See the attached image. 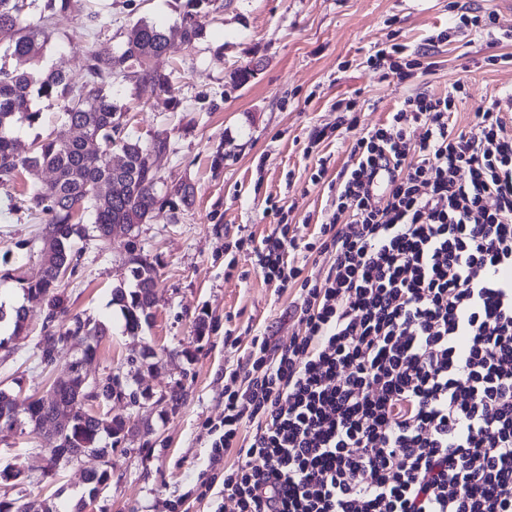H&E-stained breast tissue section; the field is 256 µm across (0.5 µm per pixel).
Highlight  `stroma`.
I'll use <instances>...</instances> for the list:
<instances>
[{"instance_id":"35a3bbf8","label":"stroma","mask_w":512,"mask_h":512,"mask_svg":"<svg viewBox=\"0 0 512 512\" xmlns=\"http://www.w3.org/2000/svg\"><path fill=\"white\" fill-rule=\"evenodd\" d=\"M96 30L82 26L80 0L56 27L42 68L85 75L88 53L119 54L139 20L165 28L179 26L188 0H106ZM449 0H215L201 6L196 20L202 37L193 46L173 42L156 66L171 77V93L144 85L134 76L118 78L115 102L128 132L142 141L164 133L168 152L155 159L162 190L182 184L194 189L191 204L174 201L155 211L139 228V240L158 270L155 318L138 335L127 334L109 301L113 287L130 284L124 248L115 233L110 244L94 237L77 241V271L65 277L60 293L70 313L103 321L110 334L84 361L92 380L111 373L137 375L147 399L129 408L109 405L111 414L138 419L137 435L116 448L110 460L86 456L46 472L40 434H0V470L17 480H0V496L15 505L38 499L71 512L88 486L90 471L111 478L94 512H235L222 484L200 495L209 478L211 446L224 418L225 373L245 361L254 336L279 344L305 332L294 310V289L266 282L251 245L271 234L280 214L300 236H311L330 210L329 184L351 161L353 134L313 142L314 133L335 126L336 104L354 94L370 103L361 125L386 122L410 86L381 79L368 58L395 44L416 49L448 31L434 55L439 68L425 76L429 91L444 94L461 81L466 99L452 122L471 131L473 114L491 98L512 89V64L478 67L492 54L511 53L512 44H489L467 30L449 29ZM250 67L243 85L234 72ZM329 158L318 175L319 158ZM47 171L23 173L0 185V302L24 299L26 335L0 349V389L18 399L47 395L65 379L81 352L64 346L57 363L40 364L39 342L45 305L25 299L23 288L41 271L42 216L27 211L23 194L31 182H46ZM209 333L198 336V317ZM153 348L158 363L136 368L133 361ZM180 389L178 405L166 400Z\"/></svg>"}]
</instances>
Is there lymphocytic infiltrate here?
<instances>
[{
	"label": "lymphocytic infiltrate",
	"mask_w": 512,
	"mask_h": 512,
	"mask_svg": "<svg viewBox=\"0 0 512 512\" xmlns=\"http://www.w3.org/2000/svg\"><path fill=\"white\" fill-rule=\"evenodd\" d=\"M438 44L370 61L412 83ZM464 91L415 90L364 131L352 98L315 132H356L353 162L316 236L280 224L261 242V273L296 289L305 333L254 337L228 373L210 460L236 449L223 486L239 512H512V139L499 98L477 133L456 130ZM314 252L333 256L320 282L297 259Z\"/></svg>",
	"instance_id": "lymphocytic-infiltrate-1"
}]
</instances>
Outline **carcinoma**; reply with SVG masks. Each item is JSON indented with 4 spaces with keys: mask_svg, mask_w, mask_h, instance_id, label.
I'll return each instance as SVG.
<instances>
[{
    "mask_svg": "<svg viewBox=\"0 0 512 512\" xmlns=\"http://www.w3.org/2000/svg\"><path fill=\"white\" fill-rule=\"evenodd\" d=\"M35 0H0V44L4 54L36 63L44 55L51 33L65 18L71 0H46L48 14L36 24L23 23L22 16ZM178 34L180 41L193 45L201 38L195 14L186 12ZM171 46L166 29L140 21L127 34L119 55L91 53L84 81L73 84L61 72L35 67L29 71L9 70L0 65V185H7L23 171L47 168L53 178L26 190L30 210L45 218L43 267L40 277L29 283L27 293L46 303V334L41 342V363L48 366L58 357L59 346L73 343L93 354L96 343L108 335L102 321L69 314L58 292L62 277L77 267L72 240L91 230L103 242L112 240L114 225L123 224L132 239L125 247L131 264L132 286L112 290V305L119 308L125 331L141 332L153 317L157 303V269L136 236L152 213L172 203L158 192L159 177L150 167V154L169 151L168 136L158 134L149 142L125 133L124 113L112 99V78L132 71L138 79L164 92L172 90L168 75L154 67V61ZM66 99L60 127L46 139L34 141L22 151L16 132L33 127L43 113L33 108V99ZM80 377L62 383L47 401L17 409L12 394L0 390V432L30 428L36 430L52 421L60 426L48 438L46 447L64 449L77 456L82 452L101 458L135 436L126 427L129 417L106 419L89 415L77 399Z\"/></svg>",
    "mask_w": 512,
    "mask_h": 512,
    "instance_id": "obj_1",
    "label": "carcinoma"
}]
</instances>
